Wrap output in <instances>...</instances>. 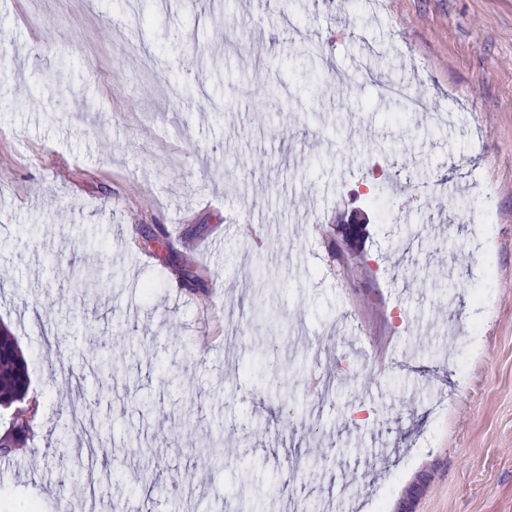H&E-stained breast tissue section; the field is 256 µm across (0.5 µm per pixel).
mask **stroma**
<instances>
[{
	"instance_id": "35a3bbf8",
	"label": "stroma",
	"mask_w": 512,
	"mask_h": 512,
	"mask_svg": "<svg viewBox=\"0 0 512 512\" xmlns=\"http://www.w3.org/2000/svg\"><path fill=\"white\" fill-rule=\"evenodd\" d=\"M0 325V512H512V0H0ZM29 373L24 356L14 340L0 333V406H15L9 430L0 437V456H10L15 448L24 443L33 432L32 410L22 406L28 387ZM215 433L208 448H202L200 454L209 468L221 470L224 465L233 461L234 452L231 448H223L221 431L218 430Z\"/></svg>"
}]
</instances>
